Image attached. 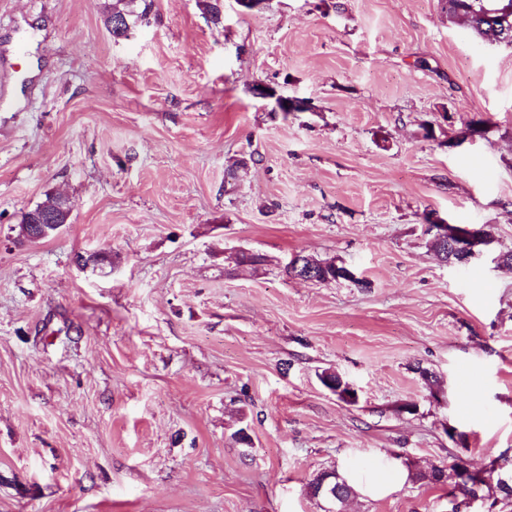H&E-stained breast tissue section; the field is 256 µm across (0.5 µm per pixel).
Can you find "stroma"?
<instances>
[{"label": "stroma", "instance_id": "1", "mask_svg": "<svg viewBox=\"0 0 512 512\" xmlns=\"http://www.w3.org/2000/svg\"><path fill=\"white\" fill-rule=\"evenodd\" d=\"M207 2L116 39L112 0H0V512H325L319 472L392 458L424 479L346 512H512L426 477L512 472V48L438 0ZM49 193L68 223L16 243ZM428 212L490 249L445 264ZM60 208L69 209L65 199H62L60 194H49L45 201L37 205L35 208L22 214L20 223L18 224L17 240L31 237V225L26 222L30 221L33 214L41 213L43 215L56 214L60 212ZM30 223V222H28Z\"/></svg>", "mask_w": 512, "mask_h": 512}]
</instances>
